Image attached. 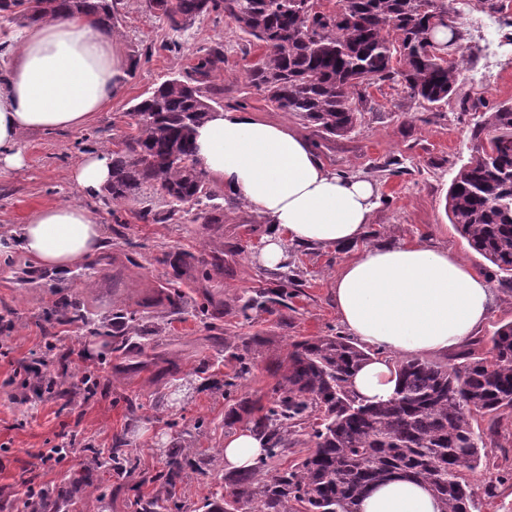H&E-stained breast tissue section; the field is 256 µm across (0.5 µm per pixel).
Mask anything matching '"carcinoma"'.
<instances>
[{
  "label": "carcinoma",
  "instance_id": "obj_1",
  "mask_svg": "<svg viewBox=\"0 0 512 512\" xmlns=\"http://www.w3.org/2000/svg\"><path fill=\"white\" fill-rule=\"evenodd\" d=\"M157 17L178 31L196 18L224 14L264 49L248 72L249 82L265 99L321 133L326 140L350 135L362 117L369 87L401 82L410 96L429 105L448 99L459 76L460 61L446 62L420 41L421 30L435 14L445 15L441 0H340L332 12L318 0H147ZM0 13L34 24L57 15L93 19L109 31L114 26V0H0ZM399 56L401 68L392 66ZM223 47L197 58L185 75L165 80L131 108L135 132L112 152V182L99 202L106 208L136 202L147 189L169 198L159 216L138 212L144 222L179 221L186 206H203L194 220L204 226L224 223L223 206L208 186L206 171L193 160L196 128L213 112L212 85ZM470 157L452 179L445 210L468 246L512 279V104L503 103L480 115L472 131ZM288 281L262 288L242 305L270 312L285 305ZM56 315L81 324L88 336L111 338L112 354L122 357L138 326L136 312L114 306L112 319L129 331L108 333L86 317L80 306L64 304ZM257 336H235L231 358L238 363L226 387L251 372L250 355ZM488 348L478 354L460 352L452 367L419 357H404L398 365L399 388L386 402L365 403L354 395L350 380L370 358L363 345L346 336H317L296 341L277 363V398L269 406L238 401L227 418L246 414L251 429L265 438V454L248 469L224 476L229 491L207 501L206 512H359L362 498L377 484L405 477L427 485L441 512H471L473 495L464 471L481 463L483 436L474 430L473 415L490 418L489 436L498 418L512 411V321L497 327ZM48 346L40 360L42 378H28L40 386L39 395H57L71 403L87 402L112 378L87 370L80 391L65 388L70 373L66 355L54 356ZM311 428L314 448L287 468H274L275 459L288 453L296 436ZM116 439L107 470L124 476L136 462ZM182 479L175 459L167 470L142 483H161L164 495L134 501L136 512H183L172 488ZM51 493L31 491L23 512H37Z\"/></svg>",
  "mask_w": 512,
  "mask_h": 512
}]
</instances>
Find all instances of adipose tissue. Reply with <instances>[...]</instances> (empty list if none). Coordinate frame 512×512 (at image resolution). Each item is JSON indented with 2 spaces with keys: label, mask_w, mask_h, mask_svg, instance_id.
I'll use <instances>...</instances> for the list:
<instances>
[{
  "label": "adipose tissue",
  "mask_w": 512,
  "mask_h": 512,
  "mask_svg": "<svg viewBox=\"0 0 512 512\" xmlns=\"http://www.w3.org/2000/svg\"><path fill=\"white\" fill-rule=\"evenodd\" d=\"M125 78L117 41L91 19L58 16L25 27L0 76V173L24 166L21 133L84 126L122 92ZM194 142L210 178L270 221L259 254L263 266L280 265L292 245L355 242L376 205L371 181L337 176L308 139L252 113H212ZM71 178L86 195H97L112 178L110 156L84 155ZM14 246L37 265L67 269L102 249L104 237L87 208L62 203L36 210ZM333 299L350 336L376 351L351 384L360 399L377 403L396 392L393 356L425 358L460 348L487 319L493 290L456 255L417 241L348 261ZM361 512H440V506L424 485L397 478L373 489Z\"/></svg>",
  "instance_id": "ef3b65f1"
}]
</instances>
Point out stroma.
<instances>
[{
	"label": "stroma",
	"instance_id": "stroma-1",
	"mask_svg": "<svg viewBox=\"0 0 512 512\" xmlns=\"http://www.w3.org/2000/svg\"><path fill=\"white\" fill-rule=\"evenodd\" d=\"M116 15L112 36L127 64L122 94L79 129L22 134L18 147L24 166L0 175L1 241L13 238L38 208L64 202L84 205L105 234L103 250L77 265L80 280L64 275L50 288L31 282L38 269L24 253L0 250V512H18L12 500L23 493L26 480L48 489L62 512H134L136 495L156 490L141 484L142 473L161 470L171 452L183 468L176 496L192 512L224 483L225 439L248 427L244 421L224 422L235 399L269 404L279 380L273 364L292 342L346 335L334 306V283L344 263L368 249L414 241L448 249L485 273L494 290L493 307L476 338H488L512 321V281L469 248L445 212L451 180L471 153V128L478 117L474 104L512 103V56H490L467 18L455 21L464 39L454 52L463 56L464 65L448 102L425 108L401 84L386 82L370 88L364 120L350 137L325 142L250 84L248 70L262 50L228 18L206 14L176 32L145 0H116ZM215 46L224 49L218 109L232 111L244 101L245 111L288 125L317 146L326 169L366 178L380 189L370 222L354 243L289 247L287 272L295 287L286 306L248 318L240 311L243 299L279 285L272 269L257 260L270 232L263 215L213 184L224 203V268L211 272L205 266L208 234L201 223L138 219L145 206L166 210L161 195L145 192L114 213L85 197L69 177L84 154L112 152L131 133L134 103L166 79L189 72L200 50ZM176 278L184 293L180 309L146 307L148 298ZM207 292L221 305L203 321L195 306ZM66 300L84 304L93 319L107 325L113 305L124 304L136 311L140 325L122 378L90 402L67 408L61 398L30 397L25 388L9 383L21 362L41 355L50 343L72 352L88 348L102 375H111L115 359L106 338L83 335L75 325L52 318L54 307ZM228 336L262 340L252 353L250 374L231 397L224 394V377L235 369L224 347ZM118 434L139 462L138 472L120 479L103 466ZM72 438L84 449L60 465L44 467L33 456L37 449ZM484 453L480 466L466 474L475 493L474 512H512L511 412L501 416ZM490 483L495 486L491 498L485 493Z\"/></svg>",
	"mask_w": 512,
	"mask_h": 512
}]
</instances>
